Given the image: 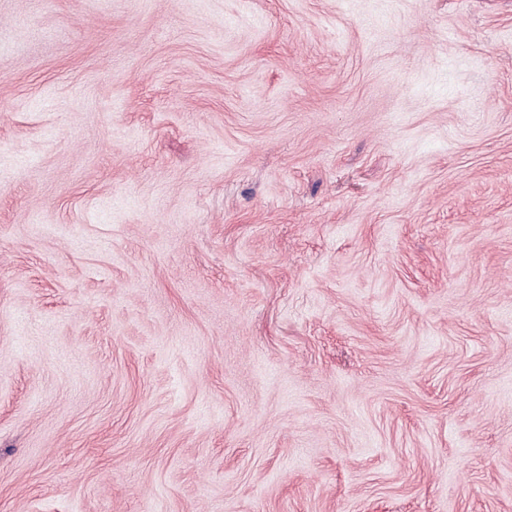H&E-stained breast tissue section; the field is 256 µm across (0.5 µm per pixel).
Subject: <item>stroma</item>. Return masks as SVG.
Segmentation results:
<instances>
[{"label": "stroma", "mask_w": 512, "mask_h": 512, "mask_svg": "<svg viewBox=\"0 0 512 512\" xmlns=\"http://www.w3.org/2000/svg\"><path fill=\"white\" fill-rule=\"evenodd\" d=\"M0 512H512V0H0Z\"/></svg>", "instance_id": "1"}]
</instances>
